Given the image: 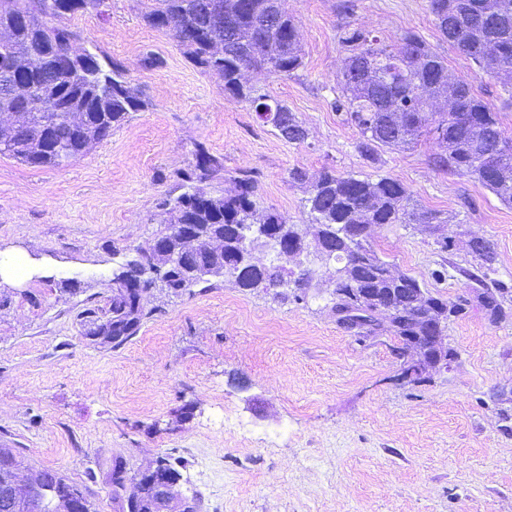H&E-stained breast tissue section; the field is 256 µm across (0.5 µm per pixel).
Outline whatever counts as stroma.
Instances as JSON below:
<instances>
[{
  "mask_svg": "<svg viewBox=\"0 0 512 512\" xmlns=\"http://www.w3.org/2000/svg\"><path fill=\"white\" fill-rule=\"evenodd\" d=\"M282 0L297 25L303 65L292 75L251 74L258 91L286 103L307 137L279 138L223 79L194 65L172 34L148 25L143 0H104L71 24L86 46L121 66L147 106L63 169L0 154V254L26 256V280L9 281L0 308V446L25 464L92 483L96 512H113L104 480L114 455L143 468L181 457L182 488L202 512H512V207L478 181L438 169L430 138L411 148L358 149L357 129L335 111L350 26L395 48L420 36L456 77L498 111L512 132V97L445 41L429 0ZM158 60L145 66L146 57ZM203 144L222 164L208 191L253 172L258 198L312 231L309 177L331 169L360 179H399L423 208L443 214L439 234L420 224L372 228L367 242L433 295L468 300L445 329L449 367L406 383L395 339L359 343L332 314L335 264L305 257L306 301L229 283L148 298L161 307L120 348L86 340L76 315L104 302L112 270L158 228L157 203ZM448 239L440 249L437 236ZM490 240L496 261L484 284L468 242ZM85 283L61 294L62 282ZM510 292L503 319L480 309L482 286ZM287 430V439L275 438Z\"/></svg>",
  "mask_w": 512,
  "mask_h": 512,
  "instance_id": "obj_1",
  "label": "stroma"
}]
</instances>
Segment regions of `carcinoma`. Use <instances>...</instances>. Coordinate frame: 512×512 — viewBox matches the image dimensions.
I'll use <instances>...</instances> for the list:
<instances>
[{
	"label": "carcinoma",
	"instance_id": "carcinoma-1",
	"mask_svg": "<svg viewBox=\"0 0 512 512\" xmlns=\"http://www.w3.org/2000/svg\"><path fill=\"white\" fill-rule=\"evenodd\" d=\"M441 36L471 59L480 70L497 75L512 89V0H429ZM101 0H0V27L11 37L0 42V109L13 114L0 125V154L32 167L63 168L80 158L89 142L112 136L144 102L131 89L125 71L90 48L78 47L81 34L67 23L78 13L99 8ZM147 23L173 34L184 54L198 67L224 78V89L258 107L272 106L278 117H265L288 143H301L306 132L288 106L255 93L243 79L251 68L287 77L303 64L296 24L284 11H273V0H150ZM341 42L350 51L342 74L341 95L333 107L359 132V152L375 158L378 147L409 145L422 136L445 148L434 157L441 169L476 178L504 205H512V137L506 135L499 112L479 97L472 84L448 74V64L413 33L389 50L377 38L346 27ZM21 65L27 85L25 98L4 96V74ZM222 168L218 159L197 146L195 163L177 172L182 192L160 198L157 208L169 216L139 255L112 271V283L139 284L141 297L165 288L156 283L148 259L164 246L184 248L183 224H208L215 238L197 242L198 269H178L172 281L176 293L192 296L196 289L229 282L242 291L289 287L285 300H304L311 279L291 278L284 263L237 265L235 229L263 224L270 230L299 228L288 217L259 209L256 180L247 172L233 178V187L214 195L203 183ZM305 207L317 229L316 250L325 262H335L330 283L331 310L336 322L359 342L383 329L400 343L399 354L427 355L432 349L425 331L429 321L447 312L466 313L460 302L434 296L418 280L394 272L388 262L366 247L367 230L384 224H440L441 214L412 203L407 187L392 177L359 179L327 170L313 184ZM481 267L496 261L491 242L474 247ZM509 289L497 287L479 296L488 318L503 317L500 298ZM156 309L110 295L102 305L77 314L83 337L96 345L118 348L137 335ZM22 456L0 448V512H41L48 503L54 512H69L74 487L82 488L89 512H95L88 485L44 469L24 478ZM132 470L121 454L112 457L105 482L112 491L115 512H123L124 473ZM132 497L141 512H199L193 492L181 502L172 491L162 492L148 477L135 483Z\"/></svg>",
	"mask_w": 512,
	"mask_h": 512
}]
</instances>
